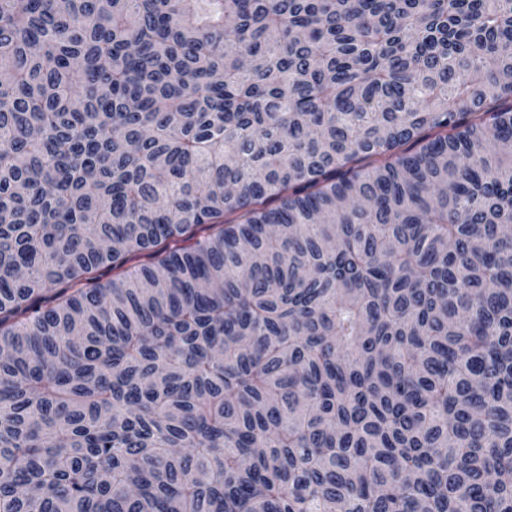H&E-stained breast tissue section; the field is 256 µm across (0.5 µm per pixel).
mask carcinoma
I'll use <instances>...</instances> for the list:
<instances>
[{
    "instance_id": "obj_1",
    "label": "carcinoma",
    "mask_w": 512,
    "mask_h": 512,
    "mask_svg": "<svg viewBox=\"0 0 512 512\" xmlns=\"http://www.w3.org/2000/svg\"><path fill=\"white\" fill-rule=\"evenodd\" d=\"M507 225L512 0H0V512H512Z\"/></svg>"
}]
</instances>
